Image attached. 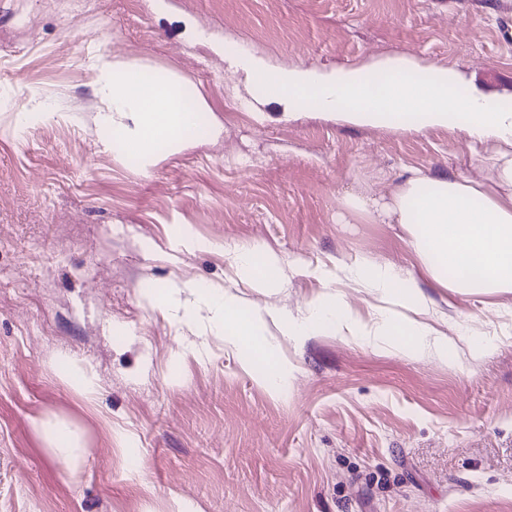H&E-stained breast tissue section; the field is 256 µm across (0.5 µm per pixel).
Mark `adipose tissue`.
Returning a JSON list of instances; mask_svg holds the SVG:
<instances>
[{"instance_id": "obj_1", "label": "adipose tissue", "mask_w": 512, "mask_h": 512, "mask_svg": "<svg viewBox=\"0 0 512 512\" xmlns=\"http://www.w3.org/2000/svg\"><path fill=\"white\" fill-rule=\"evenodd\" d=\"M231 65L248 89L259 90V102H276L287 116L305 109L356 127L465 131L474 148L486 151L485 180L407 168L389 196L351 194L344 207L376 224L401 225L422 273L438 287L512 293V98L477 92L456 97L460 78L453 69H423L399 55L382 56L363 67L319 69L275 66L242 52ZM91 66L97 75L95 93L106 104L97 115L99 145L102 151L119 149L135 157L140 172L220 135L222 127L211 118L206 100L192 93L175 72L162 73L142 61L108 53L95 56ZM232 261L257 287L281 281L280 260L273 253L238 252ZM341 270L353 286L382 295L404 286L401 303L409 308V316L387 314L369 329L345 305L315 302L302 320L283 322L287 334L310 335L326 327L357 329L410 351L428 347L447 352V336L418 319L426 302L416 290V279L402 278L393 266L363 260L342 264ZM185 290L223 324L230 343L251 341L257 355L268 357L266 344L257 339L262 315L243 318L238 302L220 288L172 283L164 293L174 303Z\"/></svg>"}]
</instances>
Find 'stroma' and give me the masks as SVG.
I'll return each instance as SVG.
<instances>
[{
	"label": "stroma",
	"mask_w": 512,
	"mask_h": 512,
	"mask_svg": "<svg viewBox=\"0 0 512 512\" xmlns=\"http://www.w3.org/2000/svg\"><path fill=\"white\" fill-rule=\"evenodd\" d=\"M241 51L322 69L403 55L511 95L512 0H0V512H512V294L437 287L400 225L342 207L408 167L482 179V154L461 131L282 117L230 67ZM101 52L180 74L223 134L147 174L99 152ZM40 100L57 118L18 131ZM252 246L280 257V287L228 262ZM355 259L417 277L447 354L285 334L317 299L366 323L402 313L398 294L323 282ZM187 279L276 310L271 359L225 343L206 309L163 304ZM272 359L292 369L280 395L260 381ZM42 415L77 431L78 463ZM71 372L74 378V384L84 396L89 397L97 393L99 387L98 379L92 370L80 363L73 362ZM35 426L45 442L53 448L67 465L73 464L74 437L71 429L63 422L49 416L36 420Z\"/></svg>",
	"instance_id": "1"
}]
</instances>
